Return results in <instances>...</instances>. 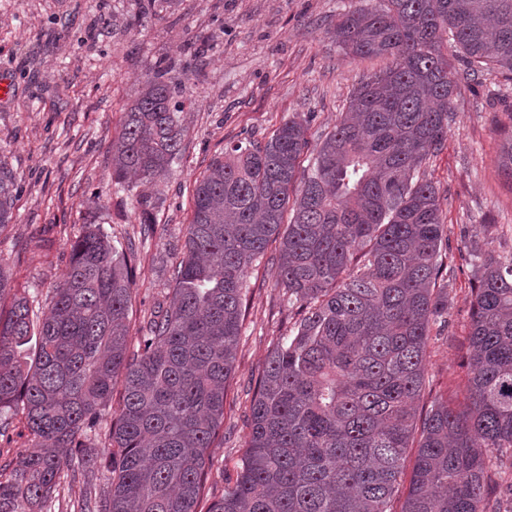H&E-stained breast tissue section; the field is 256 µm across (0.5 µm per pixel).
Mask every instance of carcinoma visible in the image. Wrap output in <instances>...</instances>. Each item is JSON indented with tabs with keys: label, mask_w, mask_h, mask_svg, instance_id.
Returning <instances> with one entry per match:
<instances>
[{
	"label": "carcinoma",
	"mask_w": 512,
	"mask_h": 512,
	"mask_svg": "<svg viewBox=\"0 0 512 512\" xmlns=\"http://www.w3.org/2000/svg\"><path fill=\"white\" fill-rule=\"evenodd\" d=\"M336 19V47L388 57L362 80L309 169L306 121L225 148L197 180L186 257L167 309L129 352L137 246L100 225L71 245L49 310L12 296L0 307V412L24 418L37 450L0 473V512H43L69 470L109 472L84 512H198L243 325L248 268L274 248L283 300L304 312L270 350L252 400L248 452L207 512H391L406 450L417 452L401 512H502L487 449L512 453V259L481 254L473 288L465 403L436 399L422 420L430 324L448 311L437 188L420 176L452 119L460 72L512 81V0H373ZM157 62L110 146L112 182L133 176L140 243L159 186L180 157L193 101ZM15 179L0 166V232ZM122 403L108 447L87 442L115 384Z\"/></svg>",
	"instance_id": "1"
}]
</instances>
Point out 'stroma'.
<instances>
[{"label": "stroma", "instance_id": "obj_1", "mask_svg": "<svg viewBox=\"0 0 512 512\" xmlns=\"http://www.w3.org/2000/svg\"><path fill=\"white\" fill-rule=\"evenodd\" d=\"M359 0H0V164L15 178L14 222L0 233V267L13 293L39 310L62 280L70 243L95 220L116 247L138 239L131 191L112 183L109 146L158 61L196 99L183 113L184 152L161 187L156 224L138 250L133 317L143 322L166 300L182 258L192 189L225 147L269 136L284 120L308 118L310 146L331 131L361 79L385 58L345 55L331 38L338 14ZM512 133V84L480 72L461 81L447 138L425 166L441 201L447 246L448 311L431 329L425 380L416 404L430 411L437 395H466L472 286L480 254L512 256V171L501 164ZM248 310L212 450V500L233 484L250 434L251 405L265 357L291 334L299 315L283 303L273 265L246 275ZM21 416L0 413V467L32 451ZM105 475L78 470L62 482L46 512H81Z\"/></svg>", "mask_w": 512, "mask_h": 512}]
</instances>
